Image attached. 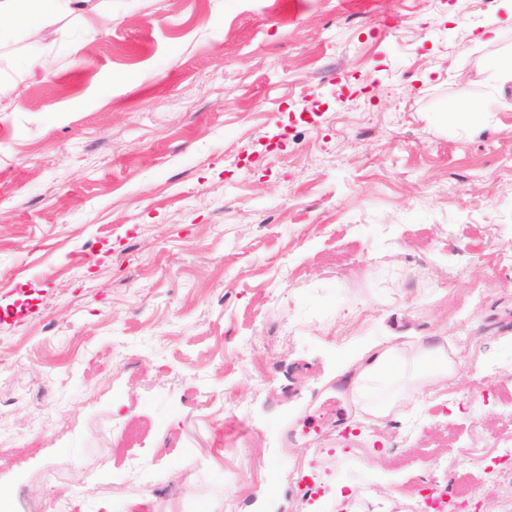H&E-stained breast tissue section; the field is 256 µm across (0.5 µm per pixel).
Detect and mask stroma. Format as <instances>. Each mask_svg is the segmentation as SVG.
I'll return each instance as SVG.
<instances>
[{
	"mask_svg": "<svg viewBox=\"0 0 512 512\" xmlns=\"http://www.w3.org/2000/svg\"><path fill=\"white\" fill-rule=\"evenodd\" d=\"M9 26L0 308L34 304L0 322L10 512H338L359 487L419 512L415 486L484 474L512 431V0H79ZM390 346L457 374L385 417L352 400L367 429L323 496L273 493L307 453L291 424Z\"/></svg>",
	"mask_w": 512,
	"mask_h": 512,
	"instance_id": "stroma-1",
	"label": "stroma"
}]
</instances>
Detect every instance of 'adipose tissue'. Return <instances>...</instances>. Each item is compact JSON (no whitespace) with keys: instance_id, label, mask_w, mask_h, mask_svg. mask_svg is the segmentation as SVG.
<instances>
[{"instance_id":"ef3b65f1","label":"adipose tissue","mask_w":512,"mask_h":512,"mask_svg":"<svg viewBox=\"0 0 512 512\" xmlns=\"http://www.w3.org/2000/svg\"><path fill=\"white\" fill-rule=\"evenodd\" d=\"M77 0H0V19L26 18L39 27L58 14L72 11ZM455 361L442 349L399 350L393 347L375 352L356 369L353 386L373 413L385 416L394 408L415 401L425 385L454 376Z\"/></svg>"}]
</instances>
